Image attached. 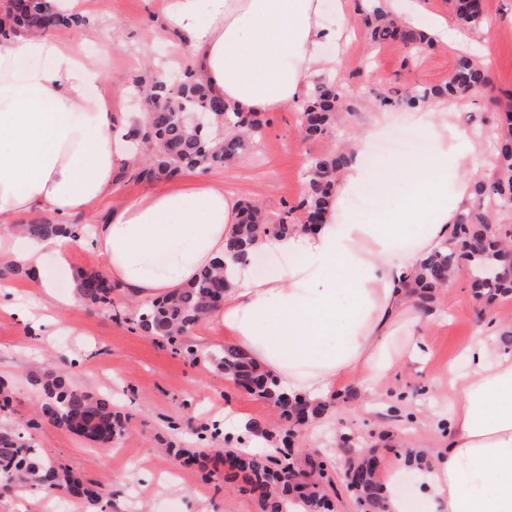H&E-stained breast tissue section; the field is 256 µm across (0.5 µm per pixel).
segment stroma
Returning a JSON list of instances; mask_svg holds the SVG:
<instances>
[{
	"mask_svg": "<svg viewBox=\"0 0 512 512\" xmlns=\"http://www.w3.org/2000/svg\"><path fill=\"white\" fill-rule=\"evenodd\" d=\"M483 4L482 30L463 31L461 40L451 45L438 42L418 50L398 41L369 43L362 18L376 0H350L352 34L336 50V79L345 87L351 112L335 137L352 139L367 113L384 111L382 97L445 83L459 53L478 54L489 42L494 46L485 66L489 92L455 103L457 131L489 147L501 110L512 100V0ZM158 14L145 0H91L83 12L84 25L61 30L60 35L82 40L89 58H106V82L129 84L147 65L166 59L180 67L186 63V50L176 35L162 43L156 40ZM92 29L97 37L85 39ZM163 44L168 53L160 52ZM263 122L252 152L237 166L213 169L209 175L222 180L240 201L280 214L304 191L308 157L326 152L330 141H302L292 110L266 114ZM101 269L100 256L88 247L73 249L63 264L47 258L45 276L57 294L72 301L50 306L38 335L0 314V378L15 392L9 408L0 411V428L24 429L40 400L32 375L50 363L66 366L74 386L111 401L125 418L126 430L110 448L102 449L46 421L34 431L33 443L62 467L105 487L108 512H262L239 482L227 480L224 466L225 452L250 447L253 437L246 432L231 440L227 434L235 414L268 432L278 431L280 420L270 402L228 384L209 362L208 353L224 346L223 328L207 321L196 325L187 339L199 356L187 357L82 300L80 274ZM435 300L446 318L427 330L429 361L399 370L389 383L390 393H379L375 409L366 408V396L354 381H341L337 390L343 401L332 404L303 432L307 452L336 463L335 512L357 510L343 478L350 447L378 456L386 467L394 464L408 440L423 450L447 447L448 388L441 372L463 367L462 349L488 323L505 328V344L512 348V296L481 302L468 276L462 275L451 288L436 292Z\"/></svg>",
	"mask_w": 512,
	"mask_h": 512,
	"instance_id": "stroma-1",
	"label": "stroma"
}]
</instances>
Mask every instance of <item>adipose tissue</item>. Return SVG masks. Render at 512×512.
I'll list each match as a JSON object with an SVG mask.
<instances>
[{
	"mask_svg": "<svg viewBox=\"0 0 512 512\" xmlns=\"http://www.w3.org/2000/svg\"><path fill=\"white\" fill-rule=\"evenodd\" d=\"M349 20L348 0H163L156 34L181 36L230 111L263 115L295 106L329 76L326 48L342 43ZM106 66L50 34L0 42L1 224L30 213L62 224L91 212L133 164L112 112L122 87L99 88ZM453 118L442 104L415 113L427 151L384 157L368 142L390 115L371 113L323 222L259 236L245 262L224 252L241 204L204 178L125 198L90 244L104 275L139 301L187 287L223 260L230 286L209 319L284 392L317 404L345 377L379 391L429 357L425 329L442 314L408 288L451 237L485 166L477 142L452 132ZM362 194L375 208L359 217L352 206ZM74 246L0 234V259L39 271L47 255L62 262ZM464 356L467 370L449 374L448 447L421 471L427 512H512V349L482 334Z\"/></svg>",
	"mask_w": 512,
	"mask_h": 512,
	"instance_id": "ef3b65f1",
	"label": "adipose tissue"
}]
</instances>
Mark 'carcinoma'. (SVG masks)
I'll return each mask as SVG.
<instances>
[{"mask_svg":"<svg viewBox=\"0 0 512 512\" xmlns=\"http://www.w3.org/2000/svg\"><path fill=\"white\" fill-rule=\"evenodd\" d=\"M4 16H0V40L28 33H54L63 28L81 24L77 13L63 10L52 12L45 0H3ZM457 22L477 29L484 22L476 0H451ZM371 41L382 44L399 40L420 47L431 44L422 31L409 28L383 11L375 10L364 19ZM486 84L485 71L478 60L461 54L448 80L436 87L419 91H404L395 99L385 97L382 102H397L410 109L424 107L436 98H464L477 94ZM135 87L146 95V101L165 100L163 108L148 113L145 126L132 130L133 154L139 157L132 166L122 171L118 179L143 182L159 174L177 178L196 169L224 167L250 152L259 137L262 122L254 115L228 112L224 102L211 96L201 76L186 66L179 84L147 83V78L135 80ZM346 92L332 79L315 82L308 91L300 113V126L305 138L319 140L334 133L338 111L343 106ZM194 112L205 116L202 125L189 123L184 114ZM506 125L500 128L492 141L493 166L488 178L476 185V195L488 196L494 203L499 222H492L490 214L467 209L457 221L450 240L424 264L422 272L411 287L412 292L428 298L427 291L447 286L448 277L466 269L473 277L476 296L489 300L512 293V268L502 266L500 257L509 248L512 233H501L503 222L512 218V112L505 113ZM347 163L343 148L328 154L309 157L305 167V190L296 205L283 214L267 215L256 207L241 209L240 223L234 235L225 243V253L238 260L245 257L256 238L262 234L284 235L296 224H319L333 199L336 176ZM20 228L29 237L58 235L77 239L85 233L81 224H53L41 221L22 224ZM227 288V276L222 261L211 271L202 273L193 284L178 294L143 302L135 308L134 329L146 336L185 348L182 336L206 319L218 307L215 299ZM83 299L93 307L112 306L114 286L101 273L85 275L80 281ZM209 361L238 386L248 385L251 393L273 401L280 410L285 428L282 441L284 460L274 462L270 457L255 454L238 461L237 470L262 505L263 512H288L291 491L302 487L297 476L308 480L309 487L299 496L307 512H326L330 508L328 489L333 486L326 473V461L310 456L300 468L292 461L295 425L305 423L320 409L310 407L307 400L289 396L279 389L273 379L258 370L246 356L232 346L208 354ZM41 386L42 398L36 417L28 427L36 428L48 420L70 433L84 437L97 445H109L116 436L119 418L112 403L95 397L71 384L69 377L46 369L35 378ZM57 471L55 464L43 455L41 449L27 443L21 433L0 429V482L6 484L38 483L42 473ZM65 492L91 502L103 499V493L78 480L55 483ZM346 488L351 491L367 512H385L384 487L377 466L371 459L354 453L346 475Z\"/></svg>","mask_w":512,"mask_h":512,"instance_id":"1","label":"carcinoma"}]
</instances>
